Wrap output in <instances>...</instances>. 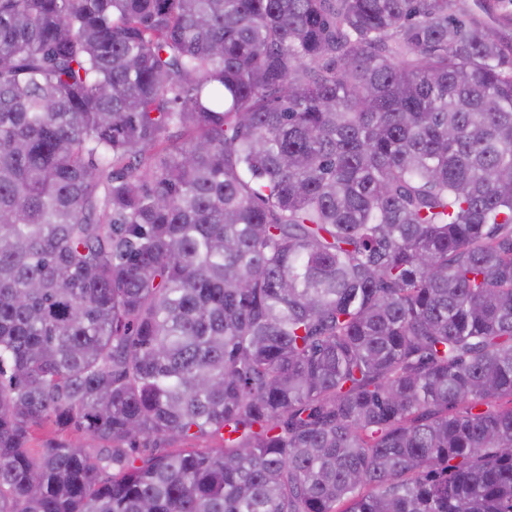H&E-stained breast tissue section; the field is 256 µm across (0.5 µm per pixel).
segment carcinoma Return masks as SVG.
Wrapping results in <instances>:
<instances>
[{
	"mask_svg": "<svg viewBox=\"0 0 512 512\" xmlns=\"http://www.w3.org/2000/svg\"><path fill=\"white\" fill-rule=\"evenodd\" d=\"M0 512H512V40L0 0ZM79 437V434L76 431H68L62 434H58L55 432L54 428L51 425H43L38 426L33 429L31 432V436L27 445L29 451L32 454H36L39 448H44L43 444L51 438H63L69 441H74Z\"/></svg>",
	"mask_w": 512,
	"mask_h": 512,
	"instance_id": "carcinoma-1",
	"label": "carcinoma"
}]
</instances>
